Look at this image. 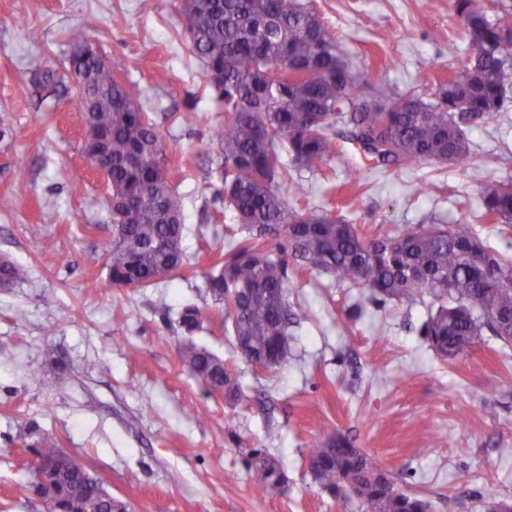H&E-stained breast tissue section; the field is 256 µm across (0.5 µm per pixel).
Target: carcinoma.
I'll use <instances>...</instances> for the list:
<instances>
[{
  "label": "carcinoma",
  "mask_w": 512,
  "mask_h": 512,
  "mask_svg": "<svg viewBox=\"0 0 512 512\" xmlns=\"http://www.w3.org/2000/svg\"><path fill=\"white\" fill-rule=\"evenodd\" d=\"M185 31L202 59L207 81L224 104L213 129L222 163L224 202L246 231L208 280L224 300L235 342L249 363L280 365L289 328L308 316L288 300V261L364 288L381 302L431 299L423 335L444 358L463 354L491 334L512 342V262L485 245L469 224H417L382 237L363 232L328 210L301 204L304 184L292 172L313 169L355 145L369 168L406 169L429 162L456 164L469 155L464 127L492 121L512 93V12L494 19L476 0H455L475 53L429 98L413 89L380 92L359 102L357 81L339 55L335 34L298 0H178ZM63 62L75 84L74 102L87 114L85 139L109 135L112 162V245L106 266L112 285L147 288L179 276L184 264L183 202L172 183L167 152L140 89L119 82L110 64L75 36ZM270 73L264 81L259 75ZM348 128L336 139V124ZM288 189V196L282 195ZM294 204H289L288 200ZM484 216L512 223V181L490 178L478 190ZM28 270L0 266V285L25 281ZM202 311L183 308L180 324L199 327ZM181 358L189 372L232 399L238 387L224 361L192 343ZM314 478L339 499L356 498L363 512H430L393 476L382 484L368 455L342 436L305 448ZM55 467L50 486L38 485L51 512H125L103 477L71 467L53 437L35 451ZM255 484L284 486L276 461L256 453Z\"/></svg>",
  "instance_id": "cac0c4a2"
}]
</instances>
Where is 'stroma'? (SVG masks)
I'll return each instance as SVG.
<instances>
[{"label":"stroma","mask_w":512,"mask_h":512,"mask_svg":"<svg viewBox=\"0 0 512 512\" xmlns=\"http://www.w3.org/2000/svg\"><path fill=\"white\" fill-rule=\"evenodd\" d=\"M301 2L335 33L365 101L382 84L429 95L471 55L453 0ZM78 32L138 85L179 170L187 266L176 279L110 282V189L81 152L73 84L38 82ZM223 122L173 0H0V258L30 269L0 288V512H47L30 466L45 434L103 475L127 512H361L309 469L307 444L336 435L433 512L512 501V345L485 336L440 358L422 335L426 305L373 302L292 260L288 297L309 318L291 328L286 362L266 370L240 357L207 286L242 236L210 140ZM466 135L458 164L367 173L350 154L332 160L335 182L315 170L298 177L313 207L360 229L466 222L512 258V224L488 223L477 196L486 178L512 177V102ZM187 305L205 312L191 333L179 326ZM188 342L224 360L238 398L189 373L179 353ZM255 450L276 460L285 490L253 483Z\"/></svg>","instance_id":"stroma-1"}]
</instances>
